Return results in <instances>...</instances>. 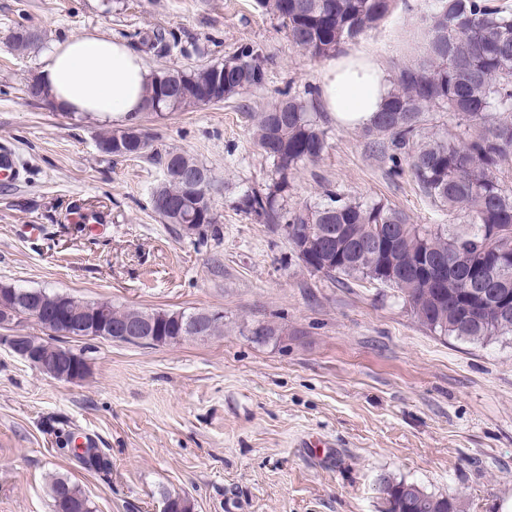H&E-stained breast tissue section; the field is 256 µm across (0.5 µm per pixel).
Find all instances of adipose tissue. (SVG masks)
I'll list each match as a JSON object with an SVG mask.
<instances>
[{"mask_svg":"<svg viewBox=\"0 0 512 512\" xmlns=\"http://www.w3.org/2000/svg\"><path fill=\"white\" fill-rule=\"evenodd\" d=\"M37 76L56 110L115 122L142 110L151 73L123 42L82 35L54 44L42 57ZM389 90L385 69L362 51L330 59L319 88L325 112L346 129L370 125Z\"/></svg>","mask_w":512,"mask_h":512,"instance_id":"1","label":"adipose tissue"}]
</instances>
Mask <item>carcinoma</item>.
<instances>
[{
	"label": "carcinoma",
	"mask_w": 512,
	"mask_h": 512,
	"mask_svg": "<svg viewBox=\"0 0 512 512\" xmlns=\"http://www.w3.org/2000/svg\"><path fill=\"white\" fill-rule=\"evenodd\" d=\"M258 6L279 19L288 39L302 54L329 58L386 18L394 0H258ZM423 54L398 68L384 108L360 136L373 143L390 162L389 173L407 170L425 197L448 211L446 224H412L399 209L382 201L364 202L326 189L314 206L288 207L294 174L319 162L329 148L327 131L318 124L314 105L295 98L281 101L255 117V138L273 163L270 182L246 191L238 208L263 224H290L288 242L299 254L300 239L309 226H336L345 234L333 241L329 258L313 268L332 282L368 281L395 288L416 321L440 336L485 343L512 335V300L502 310L503 295L512 296V186L499 177L512 159V13L487 0H429L422 17ZM264 57L248 47L221 64L189 73L163 68L152 73L144 111L177 112L211 104L210 89L227 99L264 83ZM448 113L453 130H430V113ZM131 126L106 133L100 142L120 144L141 158L152 149L150 137L139 143ZM165 179L151 194L153 210L168 224H194L196 235L218 223L209 188L191 191L174 166L198 163L181 152H169ZM393 227L400 242L393 279L383 256L360 244L381 227ZM448 261V288L441 308L440 291L425 256ZM42 304L64 301L78 319L93 320L108 307L112 318L136 311L108 301L89 302L41 291ZM37 311L23 289L14 298L0 297V315ZM96 460L87 471L108 476L112 457L94 449ZM54 512H97L94 502L69 478L57 476L51 488ZM428 506L421 512H458L450 494L419 488Z\"/></svg>",
	"instance_id": "obj_1"
}]
</instances>
